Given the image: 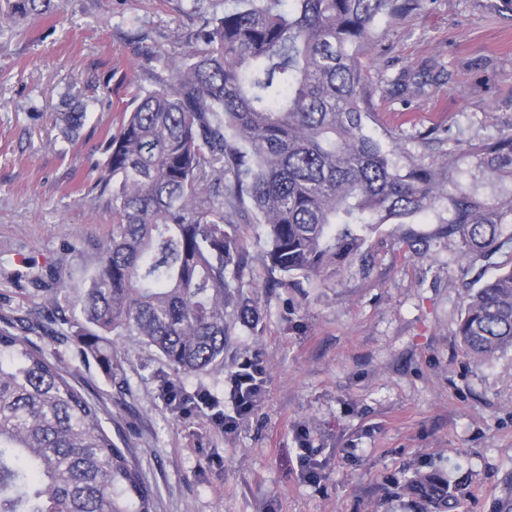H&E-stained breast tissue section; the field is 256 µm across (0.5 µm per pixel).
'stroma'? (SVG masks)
<instances>
[{
	"instance_id": "1",
	"label": "stroma",
	"mask_w": 512,
	"mask_h": 512,
	"mask_svg": "<svg viewBox=\"0 0 512 512\" xmlns=\"http://www.w3.org/2000/svg\"><path fill=\"white\" fill-rule=\"evenodd\" d=\"M236 0H62L0 41V318L64 329L108 234L112 213L90 169L103 161L134 95L155 88L164 50L197 49V33ZM360 56L377 134L393 130L415 161L456 154L448 189L487 199L512 191L461 149L512 131V0H426L380 20ZM431 72L425 91H395L400 73ZM88 105L75 143L55 124L63 94ZM437 129L424 142L417 132ZM444 209L366 233L367 263L333 278L273 288L262 226L242 227V285L263 311L235 327L221 364L175 376L140 337L112 344V368L73 342L32 339L100 405L155 493L154 512H427L405 493L414 472H439L455 512H512V352L472 359L457 336L467 289L507 252L468 265ZM61 270L55 303L30 279ZM264 368V392L230 432L208 409L180 411L161 384L214 397L231 412L227 379Z\"/></svg>"
}]
</instances>
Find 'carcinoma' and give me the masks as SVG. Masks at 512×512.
I'll list each match as a JSON object with an SVG mask.
<instances>
[{
  "label": "carcinoma",
  "instance_id": "cac0c4a2",
  "mask_svg": "<svg viewBox=\"0 0 512 512\" xmlns=\"http://www.w3.org/2000/svg\"><path fill=\"white\" fill-rule=\"evenodd\" d=\"M237 0L201 35L203 48L165 51L170 74L139 92L105 139L98 183L112 228L73 323L78 352L112 370V337L140 336L176 374L224 359L236 323L254 329L259 308L243 293L241 216L265 229L270 269L283 283L336 275L365 258L364 232L406 224L446 205L445 234L471 264L512 246V193L490 202L448 193L455 158L414 162L402 135L373 136L358 55L376 22L425 0ZM58 0H0V39L49 16ZM56 124L68 141L87 103L62 100ZM492 174L512 179V132L468 143ZM224 180V191L211 190ZM55 269L31 280L46 290ZM0 322V512H154L155 493L99 405L28 337ZM457 335L473 359L512 350V261L467 289ZM405 489L452 512L457 497L436 473Z\"/></svg>",
  "mask_w": 512,
  "mask_h": 512
}]
</instances>
